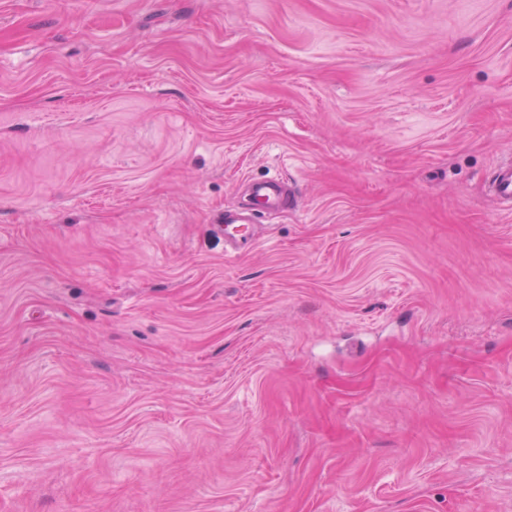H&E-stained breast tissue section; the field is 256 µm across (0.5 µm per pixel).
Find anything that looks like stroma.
Instances as JSON below:
<instances>
[{
  "instance_id": "35a3bbf8",
  "label": "stroma",
  "mask_w": 512,
  "mask_h": 512,
  "mask_svg": "<svg viewBox=\"0 0 512 512\" xmlns=\"http://www.w3.org/2000/svg\"><path fill=\"white\" fill-rule=\"evenodd\" d=\"M511 156L512 0H0V512H512ZM492 195L498 203L512 213V161L499 163L489 182ZM284 184L275 178H269L256 183L254 197L258 206L265 213L279 209L284 203L281 195ZM219 226L224 233V244L228 255L237 256L243 250L249 249L252 246L248 232L249 223L246 221L239 220L224 212Z\"/></svg>"
}]
</instances>
